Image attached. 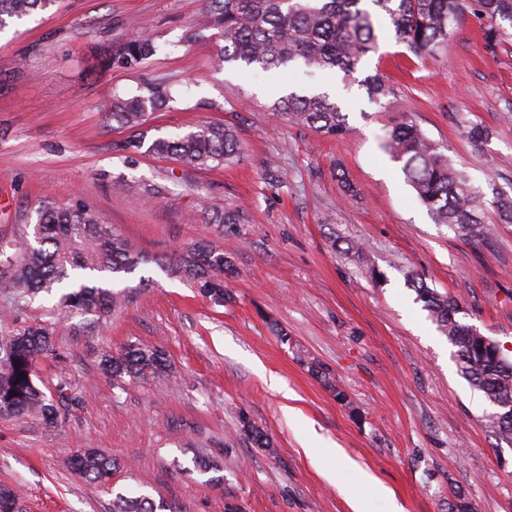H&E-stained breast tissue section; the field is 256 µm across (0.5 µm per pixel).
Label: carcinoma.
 Instances as JSON below:
<instances>
[{"instance_id": "obj_1", "label": "carcinoma", "mask_w": 512, "mask_h": 512, "mask_svg": "<svg viewBox=\"0 0 512 512\" xmlns=\"http://www.w3.org/2000/svg\"><path fill=\"white\" fill-rule=\"evenodd\" d=\"M57 0H0V28L5 19H21L36 10H46ZM364 0H207L201 25L191 28L185 42H194L209 28L220 30L224 48L214 58L215 66L243 63L270 70L299 63L311 71L343 74L352 79L362 59L378 51L376 27ZM388 16L398 43L417 59L435 56L448 47L460 22L472 13L485 22L486 44L494 46L509 36L512 0H369ZM509 23L504 27L503 23ZM157 51L149 34L134 37L112 51L106 63L136 68ZM376 103L395 107L393 92L377 73L359 80ZM158 92L112 101V121L135 130L117 147L129 154L141 149L161 158L183 162L199 169L218 168L233 162L240 150L235 130L224 123H206L145 144L143 127L156 108ZM268 110L278 119L307 126L321 134L342 137L349 132L346 114L336 97L327 91L290 92L273 101ZM383 149L402 163L407 183L433 221L446 224L465 240L485 242L491 237L486 220L492 205L501 222L512 223V196L496 192L487 201L483 189L405 114L386 131ZM0 296L6 304L0 327L18 321L16 313L27 308L40 293L55 288L59 296L51 314L97 323L107 317L120 293L113 285L144 262L111 225L90 206L44 202L35 209V222L13 225L0 233ZM159 267L179 272L196 282L200 290L218 302L224 301V273L231 261L224 251L202 239L187 249H176ZM410 286L424 303L431 318L456 347L461 373L491 404H512V360L472 331L458 318L462 313L453 297L440 294L421 278ZM53 348V332L46 324H32L7 335L0 334V417L34 416L53 427L59 408L36 383L38 360ZM102 369L115 380L136 378L145 372L166 368V358L157 349L131 345L119 354L105 352ZM493 435L512 443V421L486 418ZM72 471L90 482L104 483L115 462L96 448L77 451L69 460ZM0 512H20L17 491L0 485ZM113 512H154L145 497L120 494Z\"/></svg>"}]
</instances>
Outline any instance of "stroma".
I'll return each instance as SVG.
<instances>
[{
  "mask_svg": "<svg viewBox=\"0 0 512 512\" xmlns=\"http://www.w3.org/2000/svg\"><path fill=\"white\" fill-rule=\"evenodd\" d=\"M206 7L58 0L0 31V226L44 201L83 202L145 258L107 323L56 322L55 352L37 373L61 417L52 429L0 418V484L17 490L22 512H112L120 493L175 512H353L358 502L448 512L459 493L474 512H512V445L488 431L489 403L407 284L416 273L456 298L512 359V224L482 243L434 223L381 147L394 111L405 112L474 184L512 194V40L487 47L469 14L447 49L419 60L378 15L379 49L362 71L385 76L392 110L338 74L214 68L218 30L184 41ZM145 29L157 45L146 63L100 68V48ZM150 83L170 99L149 138L226 123L235 163L204 170L115 149L129 132L106 118L113 96ZM325 89L348 114L345 137L267 110L288 92ZM473 124L489 132L479 150L466 136ZM224 211L239 223H210ZM201 238L233 263L220 303L154 261ZM131 344L164 351L165 372L112 381L103 352ZM83 448L117 460L110 483L68 468ZM202 455L217 460L213 475L196 467Z\"/></svg>",
  "mask_w": 512,
  "mask_h": 512,
  "instance_id": "obj_1",
  "label": "stroma"
}]
</instances>
